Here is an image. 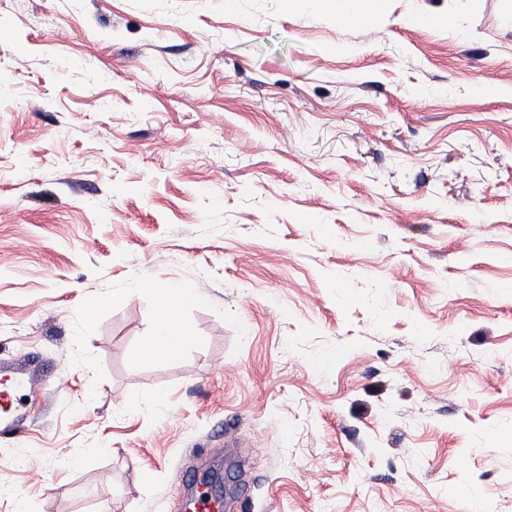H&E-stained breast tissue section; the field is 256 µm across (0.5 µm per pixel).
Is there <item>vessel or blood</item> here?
<instances>
[{"label":"vessel or blood","instance_id":"b4317fda","mask_svg":"<svg viewBox=\"0 0 512 512\" xmlns=\"http://www.w3.org/2000/svg\"><path fill=\"white\" fill-rule=\"evenodd\" d=\"M57 368L29 351L0 363V439L19 436L31 420L29 397L48 399Z\"/></svg>","mask_w":512,"mask_h":512}]
</instances>
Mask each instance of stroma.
<instances>
[{
    "mask_svg": "<svg viewBox=\"0 0 512 512\" xmlns=\"http://www.w3.org/2000/svg\"><path fill=\"white\" fill-rule=\"evenodd\" d=\"M0 73V512H512V0H0ZM200 297L191 288L175 286L162 291L157 299L155 325L151 336L143 347L147 357H175L189 343L192 336L179 315L180 309L188 304L200 302ZM171 338L172 343L165 351L156 345L164 338ZM56 371L53 363L35 351L0 363V439L15 438L25 430L31 420L28 398L39 396L46 404Z\"/></svg>",
    "mask_w": 512,
    "mask_h": 512,
    "instance_id": "obj_1",
    "label": "stroma"
}]
</instances>
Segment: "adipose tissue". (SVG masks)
Masks as SVG:
<instances>
[{
    "label": "adipose tissue",
    "mask_w": 512,
    "mask_h": 512,
    "mask_svg": "<svg viewBox=\"0 0 512 512\" xmlns=\"http://www.w3.org/2000/svg\"><path fill=\"white\" fill-rule=\"evenodd\" d=\"M198 301L195 291L187 287L175 286L160 293L154 330L143 348L144 356L156 357L164 353L174 357L183 350L190 341V335L179 311L183 306Z\"/></svg>",
    "instance_id": "adipose-tissue-1"
}]
</instances>
